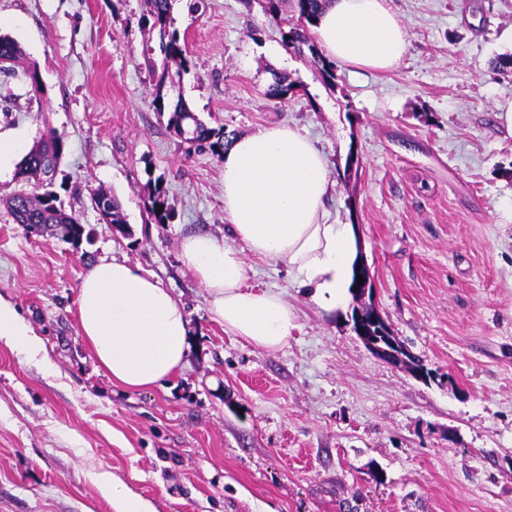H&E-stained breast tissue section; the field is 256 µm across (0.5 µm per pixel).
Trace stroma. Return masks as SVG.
<instances>
[{"label": "stroma", "mask_w": 512, "mask_h": 512, "mask_svg": "<svg viewBox=\"0 0 512 512\" xmlns=\"http://www.w3.org/2000/svg\"><path fill=\"white\" fill-rule=\"evenodd\" d=\"M172 0L190 67L175 91L209 126L304 128L336 182L329 222L356 225L373 300L438 381L373 354L350 313L320 311L283 266L247 256L248 286L282 293L300 328L278 351L213 322L179 259L184 236H223L224 165L191 153L154 112L147 0H0V32L36 64L0 75V131L46 129L66 148L53 188L91 242L30 232L0 206V297L45 357L0 345V512H114L120 478L150 512H512V0H391L409 50L334 85L282 50L265 0ZM287 101L270 99L274 77ZM161 181L167 224L146 209ZM125 232L100 223L97 191ZM141 266L185 306L191 347L164 385H112L83 342L80 279L101 258ZM52 373H45L44 362ZM91 201L97 213L99 211L102 214V217L99 215V220L103 221V224H118L123 227L120 232H124L127 224L126 216L117 199L104 191H99L92 196Z\"/></svg>", "instance_id": "stroma-1"}]
</instances>
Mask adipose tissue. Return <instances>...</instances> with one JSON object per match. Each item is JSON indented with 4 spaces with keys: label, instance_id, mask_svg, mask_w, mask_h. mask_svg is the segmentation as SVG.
Returning <instances> with one entry per match:
<instances>
[{
    "label": "adipose tissue",
    "instance_id": "1",
    "mask_svg": "<svg viewBox=\"0 0 512 512\" xmlns=\"http://www.w3.org/2000/svg\"><path fill=\"white\" fill-rule=\"evenodd\" d=\"M324 54L367 71L395 68L408 49L389 0H328L315 29ZM229 240L185 236L180 258L205 288L212 320L256 347L277 351L298 330L281 293L247 286L246 255L287 267L320 309L347 311L361 239L351 224L325 219L333 180L324 153L299 129L268 126L236 137L222 156ZM80 335L113 384L162 385L183 368L191 322L168 289L141 268L100 260L77 297ZM0 344L34 357L42 339L0 299Z\"/></svg>",
    "mask_w": 512,
    "mask_h": 512
}]
</instances>
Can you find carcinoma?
Returning a JSON list of instances; mask_svg holds the SVG:
<instances>
[{
	"label": "carcinoma",
	"mask_w": 512,
	"mask_h": 512,
	"mask_svg": "<svg viewBox=\"0 0 512 512\" xmlns=\"http://www.w3.org/2000/svg\"><path fill=\"white\" fill-rule=\"evenodd\" d=\"M326 0H295L298 12L296 23L288 29H280L281 42L286 49L300 57H310L320 77L326 83L336 78V62L325 56L313 40L310 27L324 8ZM146 13L140 17L141 25L149 28L158 37V48L162 62L156 63L153 56H146L148 69L155 80V94L152 106L155 111L167 116V125L174 132L187 125L192 129V137L186 140L189 148L198 152H209L218 157L224 154L232 138L225 135L224 127H210L200 120L182 99L171 102L164 89L179 81L190 66L185 39L181 38L174 26L171 15V0H147ZM18 44L7 34H0V59L12 62L18 58ZM29 93L37 100L44 98L46 89L39 80L36 65L31 64L26 71ZM65 143L55 131L49 130L37 139L19 163V174L26 181H34V191H20L7 200L8 210L17 224L29 226L42 234L60 235L75 246L90 241L91 230L83 224L75 211H66L57 195L47 189L64 155ZM148 210L156 224H168L171 211L168 207L166 191L162 183L155 182L148 188ZM93 208L102 214L105 224L126 226V216L117 199L104 191L95 193Z\"/></svg>",
	"instance_id": "cac0c4a2"
}]
</instances>
